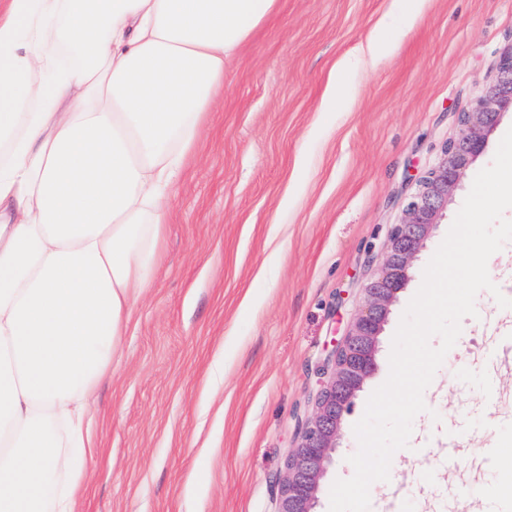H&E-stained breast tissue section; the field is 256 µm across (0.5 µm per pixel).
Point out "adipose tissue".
I'll return each mask as SVG.
<instances>
[{"label": "adipose tissue", "instance_id": "obj_1", "mask_svg": "<svg viewBox=\"0 0 512 512\" xmlns=\"http://www.w3.org/2000/svg\"><path fill=\"white\" fill-rule=\"evenodd\" d=\"M277 2L0 0V512H79L174 187Z\"/></svg>", "mask_w": 512, "mask_h": 512}]
</instances>
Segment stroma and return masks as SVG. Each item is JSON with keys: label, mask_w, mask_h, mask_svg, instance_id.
<instances>
[{"label": "stroma", "mask_w": 512, "mask_h": 512, "mask_svg": "<svg viewBox=\"0 0 512 512\" xmlns=\"http://www.w3.org/2000/svg\"><path fill=\"white\" fill-rule=\"evenodd\" d=\"M389 2L279 0L225 62L161 264L98 389L81 512H274L273 480L313 410L318 368L361 309L388 229L512 44V0H433L415 20ZM386 13L393 50L323 111L336 62L356 58ZM511 128L502 113L398 293L317 512L353 475V427L388 377L401 317ZM476 308L423 394L422 445L394 453L370 512H508L472 490L507 473L491 449L512 444V308L486 290Z\"/></svg>", "instance_id": "stroma-1"}]
</instances>
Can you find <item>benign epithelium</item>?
Returning a JSON list of instances; mask_svg holds the SVG:
<instances>
[{"mask_svg":"<svg viewBox=\"0 0 512 512\" xmlns=\"http://www.w3.org/2000/svg\"><path fill=\"white\" fill-rule=\"evenodd\" d=\"M508 110L512 111V45L502 51L487 93L471 111L461 113L459 136L444 145L435 167L409 197L400 222L389 228L382 259L365 288L364 305L325 362V381L313 415L305 423L284 474L276 479L274 512H315L321 481L342 438L344 415L336 414V399L344 397V411H349L353 398L373 374L380 336L398 292L466 170L483 152L499 115Z\"/></svg>","mask_w":512,"mask_h":512,"instance_id":"1","label":"benign epithelium"}]
</instances>
